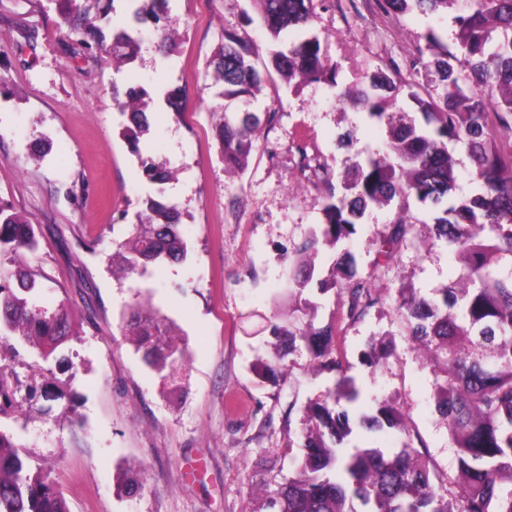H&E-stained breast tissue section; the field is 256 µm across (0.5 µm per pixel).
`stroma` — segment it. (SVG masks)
Masks as SVG:
<instances>
[{"mask_svg": "<svg viewBox=\"0 0 512 512\" xmlns=\"http://www.w3.org/2000/svg\"><path fill=\"white\" fill-rule=\"evenodd\" d=\"M314 28L341 83L388 61L405 63L428 28L452 35L450 18L409 11L391 17L375 0H318ZM55 0H0V202L27 216L38 239L27 256L46 277L45 295L65 300L82 323L78 339L43 360L29 345L0 348L23 414L0 412L31 466L47 471L70 512H264L269 491L292 476L301 454L303 410L332 374L315 373L306 352L290 356L273 380L258 376L271 357L268 320L288 257L320 221L324 186L297 174L298 146L345 175L341 134L357 129L358 149L373 152L385 128L335 104L321 84H264L251 111L275 109L280 121L258 132L244 172L225 170L212 135L220 122L211 61L224 30L266 45L253 0H171L160 24L173 49L150 31L132 68L59 35ZM136 73L153 100L138 149L122 136L126 115L113 104ZM186 91L182 114L164 103ZM169 171L147 182L139 155ZM177 207L188 256L150 267L154 306L187 341L180 391L163 388L122 325L135 302L131 281L113 276V242L147 199ZM369 208L345 247L371 277L380 302L344 321L338 350L363 394V412L386 400L420 434L440 473L456 475L446 425L434 412L435 376L405 334L394 303L400 289L429 294L448 287L460 262L446 245L424 250L435 232L432 209L409 200L412 231L391 262L376 268L377 240L395 217ZM391 334L396 353L377 369L360 363L368 339ZM69 387L68 397L33 401L32 388Z\"/></svg>", "mask_w": 512, "mask_h": 512, "instance_id": "1", "label": "stroma"}]
</instances>
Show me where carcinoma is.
Wrapping results in <instances>:
<instances>
[{"label": "carcinoma", "instance_id": "carcinoma-1", "mask_svg": "<svg viewBox=\"0 0 512 512\" xmlns=\"http://www.w3.org/2000/svg\"><path fill=\"white\" fill-rule=\"evenodd\" d=\"M66 40L95 39L99 52L127 64L140 51V27L157 22L170 10V0H126V21L113 24V5L100 17L112 26L106 41L100 26L80 0H60ZM275 49L262 50L224 31L213 60L224 104L250 102L272 74L291 82H321L337 86L331 65L311 26L314 0H253ZM387 15L415 9L436 14L456 6L452 44L441 31L430 28L425 45L416 46L406 69L392 62L362 74L335 96L387 128L386 150L346 157L350 178L339 192L329 165L298 148V172L307 177L323 173L325 194L321 220L293 252L294 269L281 288L295 300L307 319L269 320L273 354L262 363L259 376H277L285 358L305 349L313 367L336 372L334 388L304 408L303 453L295 475L266 497L271 512H512V156L504 157L494 126L512 129V0H375ZM405 94L421 114L423 123L391 108ZM148 91L131 87L113 92L116 108L128 114L124 136L135 153L146 131ZM278 112H224L215 126L224 168L243 171L256 133L272 131ZM465 145L476 192L458 202L449 201L455 182L454 161L448 144ZM150 182L168 174L148 156L139 157ZM415 198L421 204L442 207L435 218V241L452 247L464 264L454 286L432 295L401 290L397 310L407 336L426 347L434 369L435 412L448 428L456 448V477L439 476L430 457L416 449L423 443L405 426L404 416L382 402L376 414L352 415L348 405L358 404L361 393L347 376L337 353L336 320L314 324L319 303L312 290L337 293L338 305L349 320H360L377 303L368 280L358 276L351 253L333 256L328 274L315 276L312 257L353 234L355 225L371 205ZM405 207L379 236V255L389 266L410 233ZM36 248L33 225L0 206V255L15 265L0 270V347L15 339L35 347L47 359L79 335L78 324L66 302L48 301L41 275L26 261ZM187 243L179 229L175 209L147 199L139 222L130 225L125 239L115 244L112 262L127 278L145 274L148 266L186 259ZM137 337V351L163 385L181 379L188 356L186 344L168 338L167 319L149 302L131 308L123 328ZM395 345L386 337L372 338L361 354L363 365L376 368L393 355ZM22 406L0 372V411ZM395 427L405 434L402 449L386 454L374 446L353 443L359 430ZM0 512H69L63 494L50 476L32 469L21 457L14 435L0 430Z\"/></svg>", "mask_w": 512, "mask_h": 512}]
</instances>
